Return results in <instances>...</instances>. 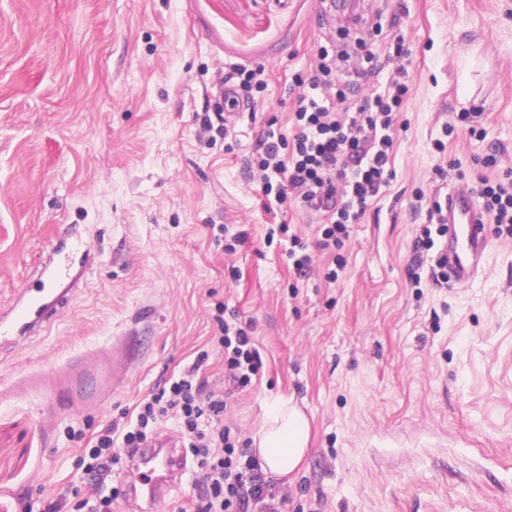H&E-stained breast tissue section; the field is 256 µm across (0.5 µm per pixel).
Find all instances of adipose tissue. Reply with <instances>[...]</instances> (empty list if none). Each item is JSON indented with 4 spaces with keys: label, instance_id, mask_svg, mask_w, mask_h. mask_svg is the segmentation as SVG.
Wrapping results in <instances>:
<instances>
[{
    "label": "adipose tissue",
    "instance_id": "adipose-tissue-1",
    "mask_svg": "<svg viewBox=\"0 0 512 512\" xmlns=\"http://www.w3.org/2000/svg\"><path fill=\"white\" fill-rule=\"evenodd\" d=\"M309 422L293 399H278L267 409L263 425L253 435V447L266 473L293 474L307 451Z\"/></svg>",
    "mask_w": 512,
    "mask_h": 512
}]
</instances>
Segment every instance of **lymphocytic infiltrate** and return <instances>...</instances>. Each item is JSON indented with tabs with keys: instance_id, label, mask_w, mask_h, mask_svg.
<instances>
[{
	"instance_id": "1",
	"label": "lymphocytic infiltrate",
	"mask_w": 512,
	"mask_h": 512,
	"mask_svg": "<svg viewBox=\"0 0 512 512\" xmlns=\"http://www.w3.org/2000/svg\"><path fill=\"white\" fill-rule=\"evenodd\" d=\"M395 79L384 91L349 101L335 78V61L320 51L307 79L298 80L292 130L267 128L249 162L252 183L278 204L295 200L322 220L320 248L342 247L352 224L385 188L393 172L391 130L409 91L402 43H395ZM476 194L482 215L490 216L512 238V174L488 177L497 155L478 157ZM215 344L224 351V376L234 387L250 384L261 365L250 330L226 321L216 304ZM207 353H199L181 375L171 378L136 407L124 426L100 433L80 459L85 471L104 476L132 461L162 421H173L191 462L199 491L178 512H281L285 497L274 492L258 459L243 448L237 427L225 424L227 402L201 377Z\"/></svg>"
}]
</instances>
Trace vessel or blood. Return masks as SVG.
I'll return each mask as SVG.
<instances>
[{"label":"vessel or blood","instance_id":"1","mask_svg":"<svg viewBox=\"0 0 512 512\" xmlns=\"http://www.w3.org/2000/svg\"><path fill=\"white\" fill-rule=\"evenodd\" d=\"M489 241L471 194L448 195V276L458 285L467 284L480 270ZM50 255L6 305L0 306V351L15 347L36 335L66 308L69 292L64 285L86 245L64 233L50 243ZM188 472L182 444L163 434L140 449L128 472L127 491L138 501L141 512H158Z\"/></svg>","mask_w":512,"mask_h":512}]
</instances>
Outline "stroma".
<instances>
[{"instance_id":"1","label":"stroma","mask_w":512,"mask_h":512,"mask_svg":"<svg viewBox=\"0 0 512 512\" xmlns=\"http://www.w3.org/2000/svg\"><path fill=\"white\" fill-rule=\"evenodd\" d=\"M354 3L0 0V303L63 225L95 254L62 316L0 357V512L89 497L68 426L94 437L203 349L242 440L278 398L306 412L304 462L274 482L285 512L317 498L324 512H512V239L486 225L482 269L461 288L415 250L429 224L417 194L454 187L488 152L512 168V0ZM356 13L398 15L410 91L393 177L330 252L320 218L268 201L246 160L269 120L289 131L296 76ZM259 67L267 88L236 138L201 143L225 70ZM283 222L307 242L311 278L267 241ZM222 225L240 236L234 256ZM218 302L261 353L243 390L208 346Z\"/></svg>"}]
</instances>
